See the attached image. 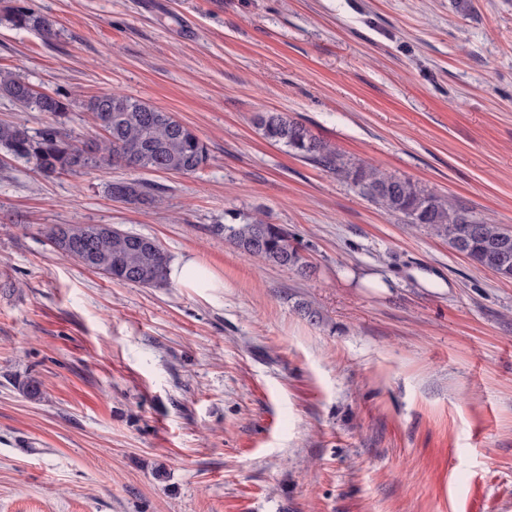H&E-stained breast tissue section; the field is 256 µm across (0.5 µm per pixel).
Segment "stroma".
Here are the masks:
<instances>
[{"instance_id":"1","label":"stroma","mask_w":512,"mask_h":512,"mask_svg":"<svg viewBox=\"0 0 512 512\" xmlns=\"http://www.w3.org/2000/svg\"><path fill=\"white\" fill-rule=\"evenodd\" d=\"M0 70L192 127L193 175L50 178L0 148V512H512V280L266 140L284 112L366 164L512 228V0H26ZM283 225L302 278L209 227ZM50 224H109L223 285L112 280ZM320 313L310 321L298 302ZM38 397L24 394L30 380ZM3 17L17 29L37 32L45 40L56 36L55 24L43 15L25 6H4ZM112 200L127 204L158 203L159 195L154 188L144 180L115 179L108 187Z\"/></svg>"}]
</instances>
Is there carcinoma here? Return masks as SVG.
I'll return each instance as SVG.
<instances>
[{"label": "carcinoma", "mask_w": 512, "mask_h": 512, "mask_svg": "<svg viewBox=\"0 0 512 512\" xmlns=\"http://www.w3.org/2000/svg\"><path fill=\"white\" fill-rule=\"evenodd\" d=\"M3 17L15 28L35 31L46 40L56 36L53 21L28 7L6 6ZM0 96L22 112H44L54 117L64 115L71 105L67 97L40 92L26 78L5 70L0 71ZM84 108L105 132L103 139L81 142L54 123L32 132L18 116L0 121V145L46 177L101 165L189 175L203 170L211 159L208 144L190 126L153 104L106 92L88 99ZM257 125L266 140L350 180L363 196L389 213L447 239L475 265L512 279L511 230L453 208L445 198L408 179L344 161L335 149L285 113L265 112L257 117ZM108 191L117 202H160L154 188L144 180L115 179ZM210 232L249 257L302 275L309 270L288 230L257 215L240 213L231 224L211 225ZM45 236L58 252L90 270L112 265V279L116 281L148 287L168 283L170 255L148 236L110 224H52L45 228Z\"/></svg>", "instance_id": "carcinoma-1"}]
</instances>
